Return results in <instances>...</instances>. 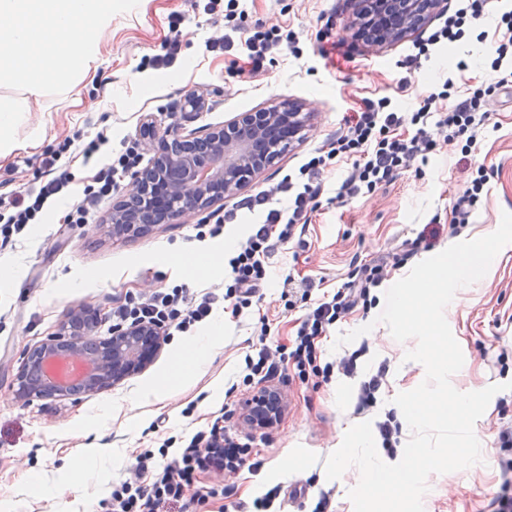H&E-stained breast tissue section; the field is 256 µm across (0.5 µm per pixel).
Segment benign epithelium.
<instances>
[{
    "instance_id": "1",
    "label": "benign epithelium",
    "mask_w": 512,
    "mask_h": 512,
    "mask_svg": "<svg viewBox=\"0 0 512 512\" xmlns=\"http://www.w3.org/2000/svg\"><path fill=\"white\" fill-rule=\"evenodd\" d=\"M358 34L371 48L382 47L419 29L431 17L447 12V0H356ZM299 100L272 102L251 112H240L205 134L191 131L146 137L153 153L151 166L135 173L113 200L105 221L114 238L142 237L169 218L201 213L236 195L255 177L280 159L307 127L310 115ZM98 309L74 307L59 332L26 351L17 373V397L52 399L72 391L41 383L44 364L60 353L75 363L95 352L94 374L86 389L110 387L140 373L152 361L163 341L162 328L134 323L114 329L109 337L94 334ZM286 407L285 395L264 386L246 401L243 422L250 429L277 423Z\"/></svg>"
}]
</instances>
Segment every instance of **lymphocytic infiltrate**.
<instances>
[{
  "mask_svg": "<svg viewBox=\"0 0 512 512\" xmlns=\"http://www.w3.org/2000/svg\"><path fill=\"white\" fill-rule=\"evenodd\" d=\"M204 11L224 19L223 32L208 39L206 49H226L235 41H243L248 51L250 74L260 73L267 56L274 52L287 49L295 53L299 50V39L293 30L263 20L243 28L241 21L245 12L240 0H206ZM489 14L496 15L499 33L496 56L490 63L495 74L492 86L467 88L463 99L450 108L444 105L454 88L450 80L443 83L441 90L426 96L412 112L398 111L386 97L368 103L347 118L344 129L336 138L315 149L301 165L298 181L286 178L240 200V207L252 210L264 205L268 212L263 224L230 256V279L224 295L207 293L192 301L184 287L176 286L171 291L154 292L138 302L118 307L114 312L115 319L155 323L184 333L205 320L220 299L231 300L233 314H240L250 306L253 295L266 282L268 261L277 245L290 241L297 226L308 223L310 213L316 208L315 201L323 192L322 177L332 161L346 160L352 164L336 190L335 199L341 202L373 193L410 168L416 160L426 158L441 143L457 141L464 149H471L487 119L481 110L484 97L494 88H512V10L498 11L496 0H461L460 7L418 42L415 54L407 56L404 62L406 69L418 68L436 48L461 40L472 20ZM46 165L56 168L57 173L45 183L22 193H0V248L23 235L28 225L40 223L45 208L66 195L72 179L70 172L57 169L52 159L47 160ZM283 194L288 197L287 207H272V200ZM386 275V267L380 263L356 267L352 281L333 295L319 300L305 313L291 351L285 353L278 348L262 346L256 355L246 357L247 369L251 374L269 378L288 357L295 361L298 374L303 378L315 368L325 377L335 369L347 375L354 374L357 358L353 355L339 358L336 364L317 367L318 340L353 308L370 303L372 289L378 287ZM495 439L500 449L501 492L491 501V512H512L511 420L498 423ZM211 441V436L199 432L176 454H169L164 445L158 451L140 453L130 474L112 486V512H171L173 507L186 500L194 472L202 467L212 468L221 476V495H233L234 478L243 464V449L229 437L220 448L212 447Z\"/></svg>",
  "mask_w": 512,
  "mask_h": 512,
  "instance_id": "lymphocytic-infiltrate-1",
  "label": "lymphocytic infiltrate"
}]
</instances>
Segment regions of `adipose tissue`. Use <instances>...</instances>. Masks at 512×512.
Masks as SVG:
<instances>
[{"label": "adipose tissue", "instance_id": "ef3b65f1", "mask_svg": "<svg viewBox=\"0 0 512 512\" xmlns=\"http://www.w3.org/2000/svg\"><path fill=\"white\" fill-rule=\"evenodd\" d=\"M112 18V0H0V44L9 45L19 59L36 57L49 39L61 47L58 65L73 67L84 48L97 43L102 22ZM218 252L205 247H181L166 254L167 264L186 279L208 277L218 264ZM223 326L208 335L180 343L151 390L152 396L181 386L205 365L223 341Z\"/></svg>", "mask_w": 512, "mask_h": 512}]
</instances>
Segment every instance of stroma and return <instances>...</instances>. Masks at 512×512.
<instances>
[{"mask_svg":"<svg viewBox=\"0 0 512 512\" xmlns=\"http://www.w3.org/2000/svg\"><path fill=\"white\" fill-rule=\"evenodd\" d=\"M244 26L263 19L296 32L299 55L273 54L255 77L240 75L247 58L241 45L227 51L205 48L217 23L197 8L195 0H113V19L104 25L87 68L72 71L67 88H60L52 69L54 49H46L40 63L45 89L30 96L23 80L0 79V102L27 98L24 121L9 131L13 151L0 158V191L16 192L39 185L45 174L42 162L57 153L65 137L86 143L97 136L107 139L90 160L74 158L72 181L66 198L52 203L40 223L14 246L0 250V270L17 271L19 283L0 288V512H110L108 499L113 483L135 465L143 450H158L163 441L181 448L199 431L221 426L246 450L235 483L227 498L208 496L216 481L214 472H196L193 492L207 495L205 505H190L189 512H237L238 504H251L268 489L281 486L283 497L268 512H313L320 495H328L332 512H354L348 497L355 471L336 480L325 479V460L338 448L347 422L378 423L390 419L402 427V416L393 407L394 397L417 387L422 368L405 363L404 350L390 349L384 330L373 338L357 337L337 345L338 335L369 324L373 307H357L329 329L319 343L318 365L357 354V371L338 372L328 378L302 379L292 359H285L272 385L287 398L280 422L267 430L247 428L242 404L263 387L256 379L243 385L244 358L260 344L291 346L301 310L288 311L280 298L285 276L315 280V295L337 291L349 273L362 264H374L393 255L408 238L432 236L430 248L390 268L389 278L408 273L430 251L479 237L490 225L512 212V88L486 97L488 118L471 151L460 143L442 145L427 162L417 163L370 195L346 203L333 200L337 184L345 177L346 164L332 166L326 180V198L310 215L301 236L278 245L270 259L269 280L252 299V307L239 316L214 309L208 324L223 323L222 345L205 366L174 391L150 401L140 400L150 388L182 340L172 333L153 362L141 373L111 388L88 394L25 403L16 396V374L23 354L58 332L74 307L100 308L106 314L95 330L110 335L111 316L118 306L137 301L150 291L185 286L188 296L222 293L228 279L226 261H219L210 277L185 281L180 271L166 265L164 256L175 247L197 243L223 251V237L197 240L196 225L214 223L216 216L236 211L225 224V234L246 238L252 225L265 219L262 211H240L236 201L276 185L287 175H297L306 155L333 138L346 119L363 108L365 101L390 97L403 111H411L445 80L456 85L489 81L488 67L497 39L495 18L487 15L471 23L465 37L406 72L402 62L415 42L428 30L420 28L403 39L372 49L355 36L352 0H245ZM182 15L184 31L175 64L165 70L140 69L144 56L157 53L169 33L171 15ZM466 70H457L458 61ZM409 87H400L402 77ZM303 100L311 114L306 137L290 148L276 165L239 191L205 212L156 226L138 239H115L105 219L111 198L96 202L86 223L70 224L66 214L85 196L98 168L113 155L133 149L148 166L152 156L144 147L140 127L151 118L158 129L181 126L206 132L240 112L265 105L271 99ZM484 168L486 192L473 207L468 223L454 221L453 205ZM493 278L476 282L458 294L445 313L451 331L464 354V365L451 378L460 391L470 392L512 381V249L498 257ZM270 319V333L259 340V312ZM386 366V377L377 402L358 410L364 381ZM512 417V391L494 397L493 411L481 417L474 431L482 444L476 467L456 476L434 474L429 478L436 494L428 512H488L501 479L499 450L494 425L500 416ZM88 448L104 449L102 462L91 469L86 485L57 498H42L31 484L32 475L47 482L65 483L69 461ZM296 461V468L281 475L278 460Z\"/></svg>","mask_w":512,"mask_h":512,"instance_id":"35a3bbf8","label":"stroma"}]
</instances>
